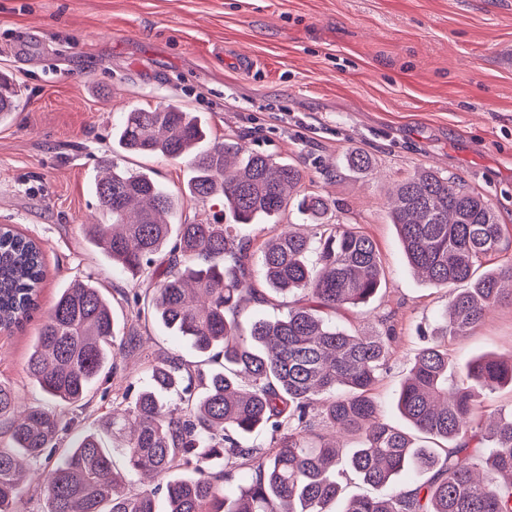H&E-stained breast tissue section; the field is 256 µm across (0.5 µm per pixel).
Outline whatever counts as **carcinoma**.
Returning a JSON list of instances; mask_svg holds the SVG:
<instances>
[{"label": "carcinoma", "instance_id": "obj_1", "mask_svg": "<svg viewBox=\"0 0 512 512\" xmlns=\"http://www.w3.org/2000/svg\"><path fill=\"white\" fill-rule=\"evenodd\" d=\"M16 89L0 73V123L15 110ZM112 152L187 162L189 195L224 198V223L172 224L178 199L146 171L106 160L95 195L108 223L85 225L87 239L121 271L149 281L159 323L187 339L208 362L191 365L159 353L133 400L91 426L71 430L62 411L17 412L13 384L0 380V512H27L31 490L44 512H157L155 492H126L134 475L163 480L167 512H332L337 467L368 485L404 472L429 473L384 498L346 500L342 512H512V409L476 418L478 394L512 385V358L485 355L457 367L448 349H420L397 395L410 434L384 422L372 396L392 356L391 328L340 326L329 314L368 303L385 283L375 243L350 224H325L330 204L300 194L303 173L236 140L210 138L207 126L172 102L124 113ZM294 203L319 233L283 231L261 248L269 289L294 296L288 311L245 328L251 243L241 226L273 220ZM390 218L408 266L449 288L439 336H463L506 297L512 264L479 272L507 237L491 204L451 178L419 169L395 189ZM167 256L160 268L156 258ZM44 280L41 245L0 228V330L21 326ZM110 300L76 279L62 288L39 325L27 374L53 401L73 407L105 375L114 349L132 355L138 336L115 340ZM358 447L313 433L315 426ZM265 428L269 446L241 439ZM440 440L433 448L426 440ZM251 470L233 492L234 470Z\"/></svg>", "mask_w": 512, "mask_h": 512}]
</instances>
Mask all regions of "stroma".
<instances>
[{
	"label": "stroma",
	"instance_id": "1",
	"mask_svg": "<svg viewBox=\"0 0 512 512\" xmlns=\"http://www.w3.org/2000/svg\"><path fill=\"white\" fill-rule=\"evenodd\" d=\"M245 55L252 68H241ZM1 71L18 97L0 124V224L38 240L45 262L30 320L0 332V379L13 381L21 405L49 403L27 375L29 347L75 278L92 277L121 332L142 338L95 386L86 422L144 385L148 357L197 361L185 340L137 315L134 285L84 232L104 219L92 185L108 157L178 196L175 223L223 214V199L186 194L184 163L112 151L124 112L174 100L216 140L298 164L304 190L331 202L327 223L356 225L374 241L385 284L336 320L392 326L376 398L382 418L406 428L396 394L434 339L448 291L409 270L387 201L429 168L484 195L512 229V0H0ZM355 151L370 169H348ZM446 346L459 363L512 354V304Z\"/></svg>",
	"mask_w": 512,
	"mask_h": 512
}]
</instances>
